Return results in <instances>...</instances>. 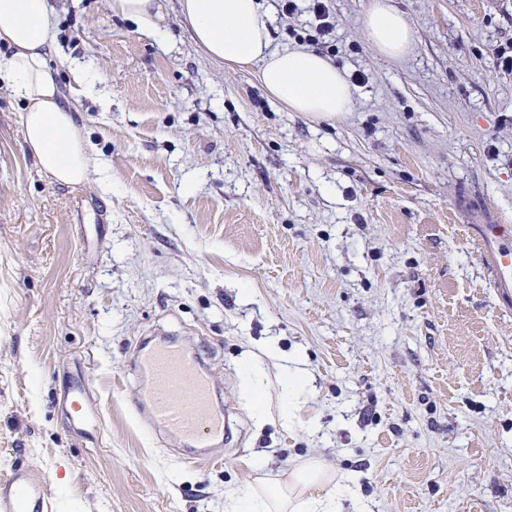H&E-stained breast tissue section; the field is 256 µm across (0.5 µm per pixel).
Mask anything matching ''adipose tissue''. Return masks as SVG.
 Wrapping results in <instances>:
<instances>
[{
	"label": "adipose tissue",
	"instance_id": "obj_1",
	"mask_svg": "<svg viewBox=\"0 0 512 512\" xmlns=\"http://www.w3.org/2000/svg\"><path fill=\"white\" fill-rule=\"evenodd\" d=\"M180 13L201 52L211 61L252 66L264 89L292 112L323 119L344 117L352 86L318 51L277 49L269 31L270 11L262 0H180ZM372 47L397 61L411 50L412 28L393 0H373L365 21ZM0 44L10 48L0 61V89L22 106L24 140L40 168L69 186L103 183L101 157L92 152L75 121L76 100L95 97L99 78L86 64L69 67V94H62L49 65L59 53L50 0H0ZM225 512H371L356 480L334 482L319 460L292 471L282 484L265 480L224 496Z\"/></svg>",
	"mask_w": 512,
	"mask_h": 512
}]
</instances>
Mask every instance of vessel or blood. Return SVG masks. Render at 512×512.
<instances>
[{
  "label": "vessel or blood",
  "instance_id": "vessel-or-blood-1",
  "mask_svg": "<svg viewBox=\"0 0 512 512\" xmlns=\"http://www.w3.org/2000/svg\"><path fill=\"white\" fill-rule=\"evenodd\" d=\"M481 260L491 286L512 296V226L496 217L476 225ZM138 365L142 384L136 403L148 424L165 431L187 449L211 448L223 440L224 410L216 401L212 376L177 346L141 343ZM48 482L33 470L17 465L0 480V512H51Z\"/></svg>",
  "mask_w": 512,
  "mask_h": 512
}]
</instances>
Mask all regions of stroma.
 <instances>
[{
  "mask_svg": "<svg viewBox=\"0 0 512 512\" xmlns=\"http://www.w3.org/2000/svg\"><path fill=\"white\" fill-rule=\"evenodd\" d=\"M51 2L58 86L79 59L108 93L75 119L111 187L53 181L0 92V477L29 466L54 512H224L315 458L373 512H512V307L467 230L512 218V0H395L398 61L366 38L372 0H329L330 60L366 76L332 121L207 59L179 0L161 40L109 0ZM157 329L221 385L236 425L212 456L134 408Z\"/></svg>",
  "mask_w": 512,
  "mask_h": 512,
  "instance_id": "obj_1",
  "label": "stroma"
}]
</instances>
